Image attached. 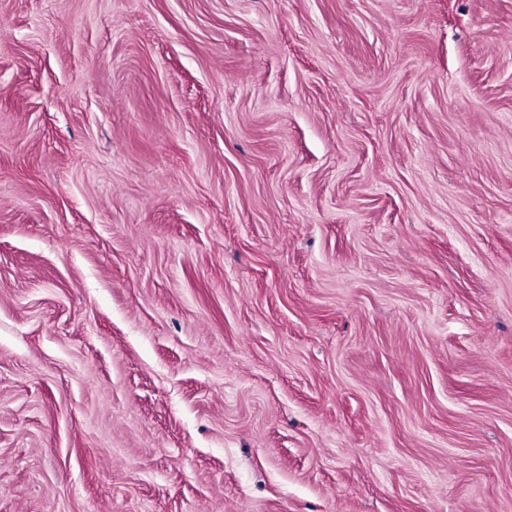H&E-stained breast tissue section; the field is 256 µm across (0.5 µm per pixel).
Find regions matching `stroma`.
Wrapping results in <instances>:
<instances>
[{
	"instance_id": "stroma-1",
	"label": "stroma",
	"mask_w": 512,
	"mask_h": 512,
	"mask_svg": "<svg viewBox=\"0 0 512 512\" xmlns=\"http://www.w3.org/2000/svg\"><path fill=\"white\" fill-rule=\"evenodd\" d=\"M0 512H512V0H0Z\"/></svg>"
}]
</instances>
